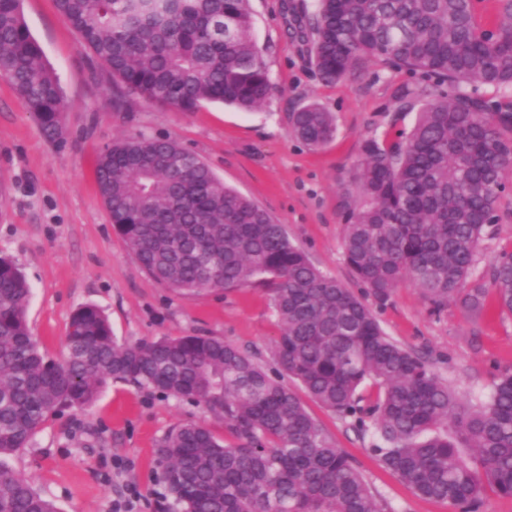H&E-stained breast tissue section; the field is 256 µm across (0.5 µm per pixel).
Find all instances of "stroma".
<instances>
[{
    "label": "stroma",
    "instance_id": "stroma-1",
    "mask_svg": "<svg viewBox=\"0 0 512 512\" xmlns=\"http://www.w3.org/2000/svg\"><path fill=\"white\" fill-rule=\"evenodd\" d=\"M288 3L309 7L313 0H250L254 37L274 85L268 102L251 112L220 104L181 112L135 97L114 107L111 77L56 0H22L24 19L63 89L64 142L57 146L44 137L0 77V255L30 283L28 324L48 357L61 358L72 313L90 304L104 310L122 341L221 336L263 367L274 365L279 328L266 285L174 294L141 271L114 230L95 182V161L112 140L131 134L166 136L196 153L226 185L284 224L318 269L355 288L343 250L347 193L363 140H390L413 125L415 112L399 111L395 99L411 78L371 60L343 80L322 81L309 44L285 33L292 21ZM312 101L332 112L336 124L333 140L318 150L292 137L287 119ZM499 215L479 251L475 278H488L499 252L512 248V190ZM376 314L391 340L426 358L472 405H481L495 375L512 366V315L497 309L494 295L477 315L453 305L436 314L418 288L406 285ZM302 402L392 512H450L444 502L416 496L381 464L369 450L373 434H360L310 397ZM187 422L224 432L200 406L112 383L91 408L49 417L9 465L58 512H114L125 501L129 512H162L170 496L156 449L171 427Z\"/></svg>",
    "mask_w": 512,
    "mask_h": 512
}]
</instances>
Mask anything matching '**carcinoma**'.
<instances>
[{
    "label": "carcinoma",
    "instance_id": "obj_1",
    "mask_svg": "<svg viewBox=\"0 0 512 512\" xmlns=\"http://www.w3.org/2000/svg\"><path fill=\"white\" fill-rule=\"evenodd\" d=\"M56 2L112 82L147 103L253 111L273 93L250 0ZM292 29L301 39L311 31L314 65L328 82L379 59L430 83L397 97L401 110L429 97L409 132L390 144L364 141L346 207L345 259L373 304L321 272L283 225L177 142L113 141L98 154L96 181L139 268L178 294L270 280L278 369L217 336L121 343L90 305L71 315L67 356L49 360L27 324L30 285L1 256L0 512H57L7 460L50 415L91 405L110 381L201 404L227 432L226 441L185 424L166 434L157 450L165 512H389L282 372L358 431H373L370 451L417 495L453 512H478L488 489L512 496V367L473 407L386 336L372 309L407 284L438 313L450 304L485 309L487 288L473 271L512 164V102L502 101L512 90V0L492 28L477 20L475 0H314ZM0 75L60 139L63 92L20 0H0ZM288 124L311 149L335 132L315 102L289 113ZM490 279L497 307L512 313V250L500 252ZM368 381L378 386L373 400L361 394Z\"/></svg>",
    "mask_w": 512,
    "mask_h": 512
}]
</instances>
